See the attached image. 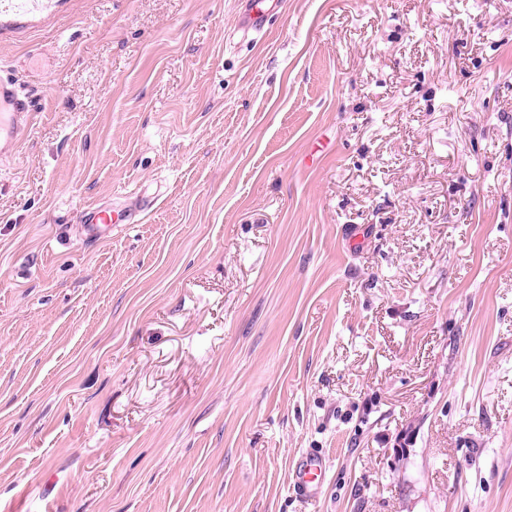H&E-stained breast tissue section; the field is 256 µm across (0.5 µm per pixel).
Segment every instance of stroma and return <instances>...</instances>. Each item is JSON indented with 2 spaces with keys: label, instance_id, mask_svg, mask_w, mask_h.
Instances as JSON below:
<instances>
[{
  "label": "stroma",
  "instance_id": "obj_1",
  "mask_svg": "<svg viewBox=\"0 0 512 512\" xmlns=\"http://www.w3.org/2000/svg\"><path fill=\"white\" fill-rule=\"evenodd\" d=\"M238 2L0 40V512H512V0ZM241 10L237 19L238 29L244 34L249 32H260L264 29L267 21V10L263 9L258 0H240ZM31 97L10 72L0 70V160L12 158L33 126ZM127 220L125 212L105 208H80L77 222L86 238H100L105 229L112 230V224H123ZM325 477V467L319 456L311 455L295 472V485L303 493H310L317 488Z\"/></svg>",
  "mask_w": 512,
  "mask_h": 512
}]
</instances>
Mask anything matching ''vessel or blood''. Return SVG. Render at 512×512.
<instances>
[{
  "label": "vessel or blood",
  "mask_w": 512,
  "mask_h": 512,
  "mask_svg": "<svg viewBox=\"0 0 512 512\" xmlns=\"http://www.w3.org/2000/svg\"><path fill=\"white\" fill-rule=\"evenodd\" d=\"M67 0H0V36L17 35L42 26L59 17ZM267 12L259 0H243L237 19L239 30L245 33L262 31ZM32 100L18 85L12 73L0 71V160L12 158L24 136L33 126ZM125 212L105 208H82L77 222L87 237H101L105 229L124 223ZM325 477V467L319 456H308L294 475L298 489L308 493L317 488Z\"/></svg>",
  "instance_id": "1"
}]
</instances>
